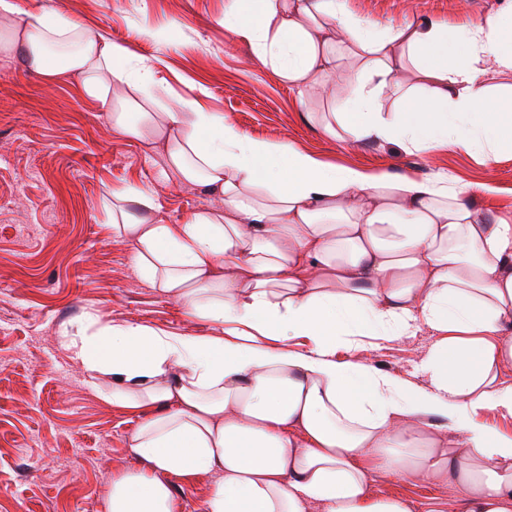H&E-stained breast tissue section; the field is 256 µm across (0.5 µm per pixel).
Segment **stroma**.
Returning a JSON list of instances; mask_svg holds the SVG:
<instances>
[{
    "label": "stroma",
    "instance_id": "35a3bbf8",
    "mask_svg": "<svg viewBox=\"0 0 512 512\" xmlns=\"http://www.w3.org/2000/svg\"><path fill=\"white\" fill-rule=\"evenodd\" d=\"M500 0H351L353 13L385 25L423 20L478 21ZM17 19L61 14L98 29L137 55L159 58L155 111L179 98L204 106L256 139L287 142L322 160L394 175L447 174L463 186L496 188L512 206V152L489 161L454 145L405 149L370 141L326 140L314 118L333 85L313 87L305 101L224 24L229 0H16ZM149 194L165 224L222 207L202 188L164 180L151 152L113 130L80 79L55 81L0 54V512H105L113 474L138 468L129 437L136 414L112 401L108 377H88L64 345L62 326L77 329L95 310L112 325L140 324L211 336L135 270L129 241L113 234L111 193ZM436 339L428 326L380 343L361 359L414 384L418 359ZM215 472L167 479L182 512H204ZM371 491L401 497L412 512L447 502L450 489L379 476Z\"/></svg>",
    "mask_w": 512,
    "mask_h": 512
}]
</instances>
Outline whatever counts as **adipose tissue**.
<instances>
[{
  "label": "adipose tissue",
  "mask_w": 512,
  "mask_h": 512,
  "mask_svg": "<svg viewBox=\"0 0 512 512\" xmlns=\"http://www.w3.org/2000/svg\"><path fill=\"white\" fill-rule=\"evenodd\" d=\"M224 23L298 94L337 82L333 111L315 116L328 139L449 141L489 159L512 147V101L488 85L512 74V0L476 24L399 28L359 19L349 0H231ZM0 52L52 79L79 74L113 129L164 139L165 179L224 202L164 224L146 194H112L140 276L222 333L90 311L66 333L85 372L111 377L113 401L141 416L129 448L142 465L113 475L105 512H181L167 474L212 471L204 512H411L371 493L377 475L448 486L456 512H512V437L476 420L512 416V210L475 201L495 187L333 165L248 137L196 99L154 111L155 61L64 18L6 27ZM388 86L401 111L385 110ZM422 323L439 334L417 363L424 385L360 361L364 338Z\"/></svg>",
  "instance_id": "obj_1"
}]
</instances>
